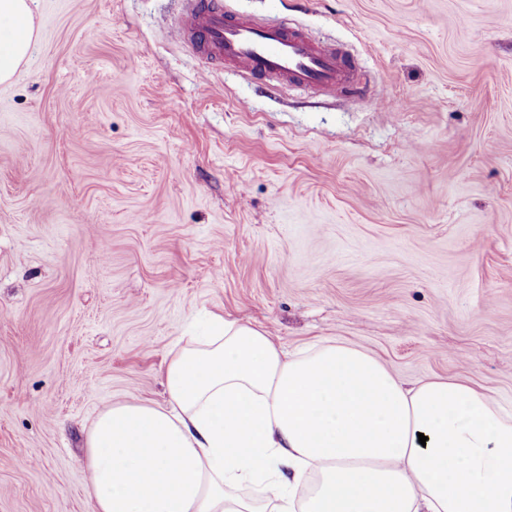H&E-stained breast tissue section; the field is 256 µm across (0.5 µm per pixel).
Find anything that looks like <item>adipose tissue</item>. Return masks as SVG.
Returning <instances> with one entry per match:
<instances>
[{"label": "adipose tissue", "instance_id": "obj_1", "mask_svg": "<svg viewBox=\"0 0 512 512\" xmlns=\"http://www.w3.org/2000/svg\"><path fill=\"white\" fill-rule=\"evenodd\" d=\"M35 38L0 0V83ZM166 401L104 407L87 441L93 512H512V414L473 383H402L336 343L288 355L216 322L173 347ZM261 486V502L226 493Z\"/></svg>", "mask_w": 512, "mask_h": 512}]
</instances>
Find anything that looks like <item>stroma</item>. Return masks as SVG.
<instances>
[{
    "instance_id": "35a3bbf8",
    "label": "stroma",
    "mask_w": 512,
    "mask_h": 512,
    "mask_svg": "<svg viewBox=\"0 0 512 512\" xmlns=\"http://www.w3.org/2000/svg\"><path fill=\"white\" fill-rule=\"evenodd\" d=\"M184 3L31 0L0 84V512H91L98 413L212 317L512 403V0H224L354 55L320 98L206 63Z\"/></svg>"
}]
</instances>
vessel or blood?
I'll use <instances>...</instances> for the list:
<instances>
[{
  "label": "vessel or blood",
  "mask_w": 512,
  "mask_h": 512,
  "mask_svg": "<svg viewBox=\"0 0 512 512\" xmlns=\"http://www.w3.org/2000/svg\"><path fill=\"white\" fill-rule=\"evenodd\" d=\"M179 33L208 60L233 63L264 84L298 85L316 98L344 89L355 70L343 48L284 24L227 15L222 0H191Z\"/></svg>",
  "instance_id": "1"
}]
</instances>
